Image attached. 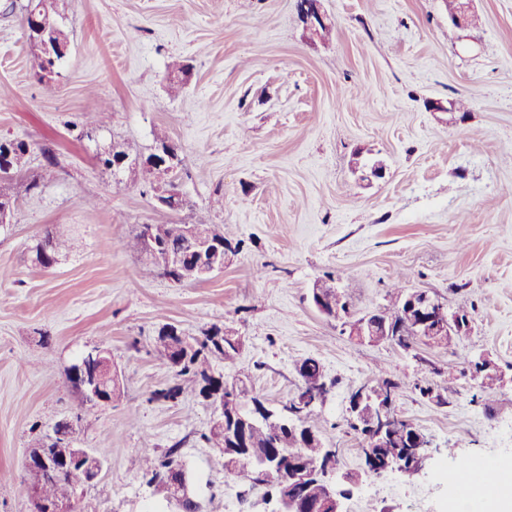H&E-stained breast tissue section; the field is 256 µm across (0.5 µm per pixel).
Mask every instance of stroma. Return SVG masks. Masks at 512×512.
Instances as JSON below:
<instances>
[{"label":"stroma","instance_id":"1","mask_svg":"<svg viewBox=\"0 0 512 512\" xmlns=\"http://www.w3.org/2000/svg\"><path fill=\"white\" fill-rule=\"evenodd\" d=\"M25 3L0 0V139L28 143L23 173L40 183L0 232V512H32L26 454L63 420L106 460L78 512H144L142 451L175 445L206 512H267L265 487L225 479L202 439L211 407L155 353L165 324L237 332L225 379L278 411L297 390L296 361L316 358L334 383L320 436L344 471L361 465L348 397L391 372L396 410L432 457L413 479L388 471L354 489L344 512H439L443 469L512 470V0H474L467 28L444 0H323L331 27L318 35L297 0H62L71 44L50 93L30 69ZM173 56L191 64L176 99L165 92ZM458 99L466 111L428 107ZM104 103L106 142L146 154L162 131L182 148L190 209L158 208L135 171L114 184L81 135ZM372 160L384 178L361 180L357 162ZM173 221L211 225L240 249L203 281L142 276L125 241ZM52 224L70 225L72 249L44 269L33 248ZM329 274L355 314L390 306L397 285L467 310L471 328L411 353L357 341L312 302ZM98 347L111 349L123 395L93 407L67 376ZM481 353L505 376L485 392L471 368ZM428 376L447 405L414 391ZM177 384V400L154 398Z\"/></svg>","mask_w":512,"mask_h":512}]
</instances>
